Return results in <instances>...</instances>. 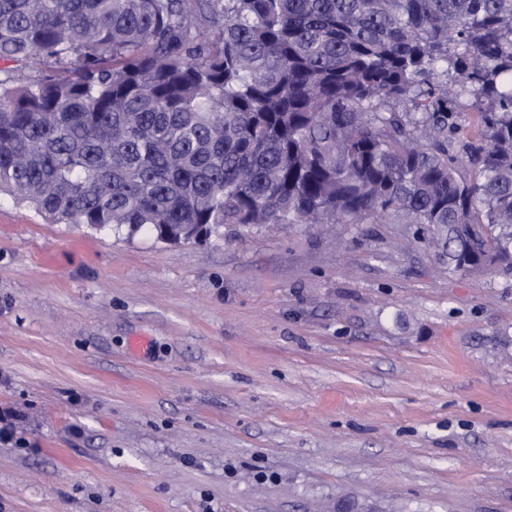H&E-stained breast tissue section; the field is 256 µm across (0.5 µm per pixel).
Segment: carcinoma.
<instances>
[{
	"mask_svg": "<svg viewBox=\"0 0 512 512\" xmlns=\"http://www.w3.org/2000/svg\"><path fill=\"white\" fill-rule=\"evenodd\" d=\"M0 194L57 224H412L512 275V0H0Z\"/></svg>",
	"mask_w": 512,
	"mask_h": 512,
	"instance_id": "carcinoma-1",
	"label": "carcinoma"
}]
</instances>
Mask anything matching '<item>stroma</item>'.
Listing matches in <instances>:
<instances>
[{
  "mask_svg": "<svg viewBox=\"0 0 512 512\" xmlns=\"http://www.w3.org/2000/svg\"><path fill=\"white\" fill-rule=\"evenodd\" d=\"M7 409L0 512H512V275L405 224L170 245L2 198Z\"/></svg>",
  "mask_w": 512,
  "mask_h": 512,
  "instance_id": "35a3bbf8",
  "label": "stroma"
}]
</instances>
